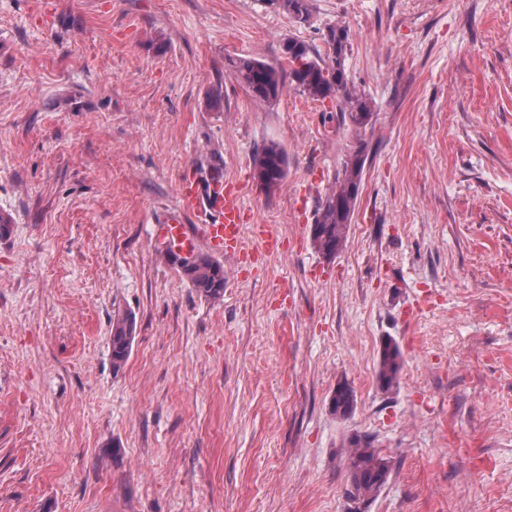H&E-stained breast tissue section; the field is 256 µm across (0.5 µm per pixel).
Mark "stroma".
<instances>
[{"mask_svg": "<svg viewBox=\"0 0 512 512\" xmlns=\"http://www.w3.org/2000/svg\"><path fill=\"white\" fill-rule=\"evenodd\" d=\"M336 22L373 118L327 260L310 226L351 132L291 83L257 101L228 61L287 68L285 40L323 48ZM214 150L260 259L224 258L217 301L154 232ZM0 213V512H346L355 433L393 461L370 512H512V0H316L306 24L271 0H0ZM252 173H257L264 189L271 192L278 188L288 174V155L275 141L265 143L252 158ZM135 319L131 313H118L110 337L112 369L120 372L129 360L134 339ZM403 355L398 342L386 336L380 347L376 378L379 390L388 394L399 386ZM329 405L331 413L338 419L345 420L354 414L357 408V396L347 379L338 381Z\"/></svg>", "mask_w": 512, "mask_h": 512, "instance_id": "stroma-1", "label": "stroma"}]
</instances>
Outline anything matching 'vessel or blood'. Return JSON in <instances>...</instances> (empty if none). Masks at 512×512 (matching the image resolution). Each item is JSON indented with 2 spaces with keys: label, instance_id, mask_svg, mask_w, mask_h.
I'll list each match as a JSON object with an SVG mask.
<instances>
[{
  "label": "vessel or blood",
  "instance_id": "b4317fda",
  "mask_svg": "<svg viewBox=\"0 0 512 512\" xmlns=\"http://www.w3.org/2000/svg\"><path fill=\"white\" fill-rule=\"evenodd\" d=\"M180 205L176 216L161 220L155 232L171 244L173 250L185 253L206 246L218 255L241 256L239 230L242 222L240 194L225 186L223 177H213L201 185L194 176H185L179 185ZM207 209L204 224L189 227L186 216Z\"/></svg>",
  "mask_w": 512,
  "mask_h": 512
}]
</instances>
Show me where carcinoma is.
I'll return each mask as SVG.
<instances>
[{
	"label": "carcinoma",
	"instance_id": "obj_1",
	"mask_svg": "<svg viewBox=\"0 0 512 512\" xmlns=\"http://www.w3.org/2000/svg\"><path fill=\"white\" fill-rule=\"evenodd\" d=\"M283 11L296 20L312 17V0H276ZM324 36L326 49L319 51L309 44L289 39L283 44V53L292 65L290 72L296 89L310 98L332 101L340 112L342 122L352 132V141L346 146L334 174L333 188L319 201L310 227L314 249L325 259L332 260L344 248L360 195L367 143L365 132L371 125L372 106L366 96L350 84L345 68L349 48V31L339 24L328 26ZM235 78L245 85L253 97L273 103L282 95L285 85L282 69L251 57L229 61ZM252 172L258 174L268 192L278 188L288 174V155L275 141L265 143L252 158ZM178 271L196 291L209 299L224 296V265L209 254L192 253V263H178L177 254L167 252ZM135 319L128 312L119 313L112 322L110 337L112 369L120 372L129 360L134 339ZM403 355L398 342L387 336L379 352L376 378L379 390L388 394L399 386ZM357 408L354 388L343 378L338 381L330 398V411L345 420ZM348 453V488L346 494L374 502L387 484L392 460L384 455L367 434H352L346 440Z\"/></svg>",
	"mask_w": 512,
	"mask_h": 512
}]
</instances>
